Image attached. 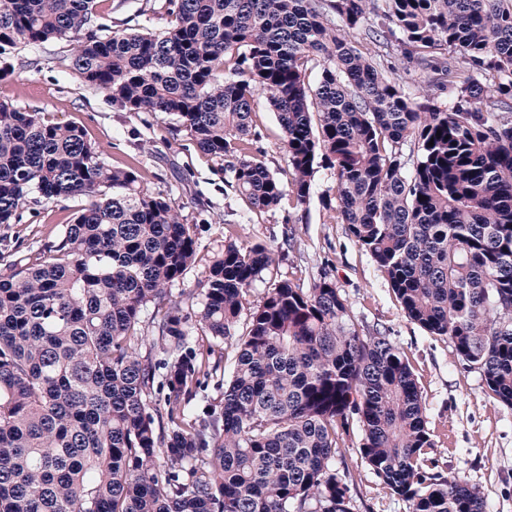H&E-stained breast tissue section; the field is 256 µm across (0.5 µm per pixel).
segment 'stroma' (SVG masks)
<instances>
[{
	"instance_id": "35a3bbf8",
	"label": "stroma",
	"mask_w": 512,
	"mask_h": 512,
	"mask_svg": "<svg viewBox=\"0 0 512 512\" xmlns=\"http://www.w3.org/2000/svg\"><path fill=\"white\" fill-rule=\"evenodd\" d=\"M12 56L13 73L0 78V101L82 125L109 165L135 166L150 191L186 202L197 262L183 281L172 286V295L192 288L227 235L273 245L291 237L292 246L278 265L279 278L307 288L328 277L349 300L360 326L386 330L417 375L435 443L429 456L439 471L461 476L476 488L485 512H512V406L485 395L480 374L458 358L447 338L430 335L405 315L370 254L355 244L328 206L336 198L333 169L317 168L304 207L248 208L229 187V172L217 171L186 132L178 130L175 118L120 111L106 92L75 80L67 69L65 44L24 47ZM34 58L41 59V70L30 67ZM253 120L260 135L257 145L265 151L269 169L280 179H290L282 132L265 99H258ZM193 198L208 203L209 215H199L190 207ZM80 205L77 198L42 202L37 217L17 225L16 232L26 247H38ZM351 495L353 512H409L408 503L364 467L354 473Z\"/></svg>"
}]
</instances>
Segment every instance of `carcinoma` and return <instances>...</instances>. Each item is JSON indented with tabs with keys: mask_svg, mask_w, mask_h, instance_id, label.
Wrapping results in <instances>:
<instances>
[{
	"mask_svg": "<svg viewBox=\"0 0 512 512\" xmlns=\"http://www.w3.org/2000/svg\"><path fill=\"white\" fill-rule=\"evenodd\" d=\"M161 9L163 30L136 31L98 0H0V76L9 50L68 42L74 78L176 117L253 208L305 206L327 163L336 221L406 315L512 406V0ZM395 35L404 76L362 45ZM259 98L287 183L255 146ZM78 197L38 249L11 236L40 199ZM184 209L107 164L82 126L0 102V512H351L355 427L361 461L410 512H485L428 457L410 363L332 280H281L250 303L283 248L229 239L172 295L197 258ZM211 380L217 401L197 414Z\"/></svg>",
	"mask_w": 512,
	"mask_h": 512,
	"instance_id": "1",
	"label": "carcinoma"
}]
</instances>
